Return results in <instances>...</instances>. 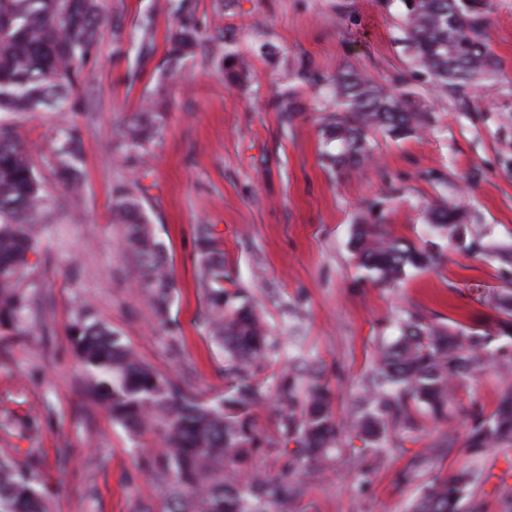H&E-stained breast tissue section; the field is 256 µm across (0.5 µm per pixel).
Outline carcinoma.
I'll return each instance as SVG.
<instances>
[{
  "mask_svg": "<svg viewBox=\"0 0 512 512\" xmlns=\"http://www.w3.org/2000/svg\"><path fill=\"white\" fill-rule=\"evenodd\" d=\"M402 44L416 72L441 97L467 109L474 90L498 80L502 62L489 45L490 0H401ZM176 27L169 35L165 64L173 66L202 45L193 0H167ZM103 17L98 0H0V329L27 336L29 300L24 280L29 254L37 243L36 226L49 222L53 201L43 190L33 160L8 117L36 109L62 111L77 83L79 65L95 49ZM141 53L154 43L152 23L140 26ZM211 51L228 62V77L241 78L246 61L215 41ZM297 76L327 86L332 110L322 127L337 143L324 155L337 174L372 160L369 136L381 131L395 139L424 130L430 112L406 89V82L386 90L360 72L338 71L315 77L307 67ZM161 105L144 109L125 124L121 143L130 151L145 148L160 133ZM280 122L299 117L293 95L275 100ZM58 178L70 190L78 187L80 148L67 127L57 129ZM112 221L124 228V246L139 268L138 288L152 301L155 316L170 333L169 305L174 285L163 244L155 237L141 196L121 187L112 197ZM436 240L418 247L388 236L382 225L362 220L356 225L352 251L376 280L394 283L409 269L425 270L439 257L445 240L476 254L483 245L468 237L460 208L438 201L428 211ZM198 267L204 318L209 335L224 350V395L205 400L172 376L143 362L121 337L83 307L76 313L71 336L77 354L92 377L94 394L112 420L131 432L151 430L164 444L156 455L155 473L167 488V512H256L255 503L270 502L276 512H292L307 493L302 482L267 478L253 462L262 438L249 411L261 397L257 373L270 350L269 336L246 295L224 287V250L209 224L198 228ZM497 317L489 331L456 325L438 327L410 316L400 335L384 347L357 398L350 429L370 448L389 426L412 429L414 413L448 419L455 387L485 370L491 362H512L503 348L490 344L512 340V293L498 296ZM285 393L282 427L298 445L296 465L329 467L336 437L344 428L332 410L331 392L311 378L303 401L294 385ZM475 451L512 446V386L503 388L493 413L477 421L467 435ZM39 479L14 458L0 456V512H47ZM476 484L470 469L438 477L424 487L411 512H459L464 495Z\"/></svg>",
  "mask_w": 512,
  "mask_h": 512,
  "instance_id": "1",
  "label": "carcinoma"
}]
</instances>
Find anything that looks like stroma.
I'll return each mask as SVG.
<instances>
[{
    "label": "stroma",
    "instance_id": "35a3bbf8",
    "mask_svg": "<svg viewBox=\"0 0 512 512\" xmlns=\"http://www.w3.org/2000/svg\"><path fill=\"white\" fill-rule=\"evenodd\" d=\"M195 3L205 37L223 36L247 55L246 77L230 81L203 49L166 69L174 21L165 0H100L108 25L66 111L14 119L56 212L29 257L33 332L0 334V454L38 476L49 512H166L165 489L145 464L156 435L128 432L97 403L69 329L76 311L90 306L159 372L201 396L223 394L224 352L204 324L197 268L196 229L210 224L224 243L226 288L251 297L269 329L272 349L258 373L263 396L250 411L264 439L255 462L270 478L291 474L306 484L297 512H409L423 482L465 465L477 481L463 512H512V446L478 454L466 446L474 421L512 385L499 365L457 387L449 420L419 418L414 429L389 430L376 449L342 432L328 474L293 469L296 444L281 433L277 390L289 375L305 386L302 368L310 366L331 388L339 421L348 422L378 347L396 339L408 314L434 325L466 321L512 290V274L490 253L446 246L433 269L389 286L359 268L350 249L352 226L363 218L423 246L427 208L441 196L457 198L485 244L512 245V0H492L490 14L505 75L475 91L467 112L412 72L398 41L400 0ZM147 17L155 52L140 67L130 38ZM115 22L128 37L120 48ZM304 63L326 77L350 67L385 86L406 79L432 112L430 129L402 140L376 136L372 166L332 176L321 164L323 97L296 76ZM288 90L301 114L285 127L273 101ZM150 98L164 106V130L146 149L127 151L119 132ZM63 123L81 135L76 198L56 178L55 130ZM133 181L173 269L176 337L138 288L123 229L112 221L114 188ZM449 433L452 446L427 456ZM355 465L364 477L352 478Z\"/></svg>",
    "mask_w": 512,
    "mask_h": 512
}]
</instances>
